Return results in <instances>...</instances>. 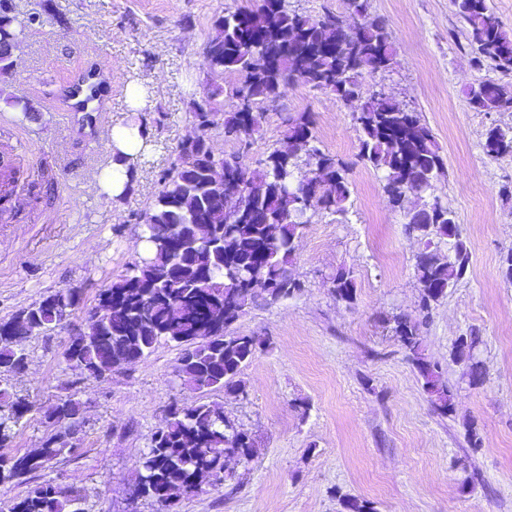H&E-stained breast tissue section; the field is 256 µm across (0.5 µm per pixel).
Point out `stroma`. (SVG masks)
<instances>
[{
  "label": "stroma",
  "mask_w": 512,
  "mask_h": 512,
  "mask_svg": "<svg viewBox=\"0 0 512 512\" xmlns=\"http://www.w3.org/2000/svg\"><path fill=\"white\" fill-rule=\"evenodd\" d=\"M74 31L45 23L26 34L5 94L28 98L35 119L0 108V321L62 288L81 303L61 328L25 339L27 365L0 375L34 409L0 454L40 448L42 412L66 398L83 405L77 450L26 482L0 483V502L25 496L46 480L84 495L93 512H157L135 496L139 462L174 405L199 400L255 443L248 461H228L221 485L206 482L182 496L179 512H342L343 498L370 501L375 512H512V283L501 258L512 250V154L482 150L487 129L512 126V112L473 111L466 89L499 79L471 62L466 30L449 0H370L385 19L396 56L366 85L384 89L418 113L435 136L445 174L435 193L455 212L470 252L466 275L432 310L421 333L427 360L454 391L440 416L385 322L416 310L419 243L403 230L382 175L358 163L353 107L296 83L280 110L265 113L249 145L211 133L215 154L241 153L246 165L279 143L283 120L312 113L317 145L350 163L352 206L346 216L315 212L303 229L291 269L303 284L295 297L259 302L228 331L269 339L244 369L247 393L202 394L176 373L181 348L163 341L146 358L102 380L85 378L64 359L84 330L101 290L144 257L142 216L169 168L172 147L193 129L207 68L203 48L224 12L260 0H58ZM96 66L111 92L103 111L69 117L61 90ZM154 88L144 118L163 150L153 152L132 194L115 202L93 175L107 162V130L129 116L127 86ZM350 271L353 305L338 302L332 278ZM479 330L483 385H470L450 355L455 340ZM476 423L482 446L469 447Z\"/></svg>",
  "instance_id": "stroma-1"
}]
</instances>
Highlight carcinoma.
<instances>
[{
    "label": "carcinoma",
    "instance_id": "obj_1",
    "mask_svg": "<svg viewBox=\"0 0 512 512\" xmlns=\"http://www.w3.org/2000/svg\"><path fill=\"white\" fill-rule=\"evenodd\" d=\"M464 23L475 64H488L512 74V32L504 29L487 0H451ZM350 14L362 19L349 26L327 13L313 17L289 8L284 0H261L254 10L227 12L214 21L206 42V60L212 75L196 103L193 120L215 112L222 104L224 74L236 76L231 97L247 104L224 114V138L248 142L263 114L279 107L282 88L300 83L329 91L343 102H357L354 120L359 132L357 159L381 172L390 206L404 219L405 232L422 249L415 256L414 273L419 304L415 314L389 319L392 336L417 370L423 388L438 414L452 412L454 394L438 368L423 357L420 328L439 302L468 269L470 254L461 238L454 213L434 195V183L445 173V163L431 130L385 93L365 91L364 75L390 68L394 48L386 24L370 15L369 0H345ZM52 18L61 28H72L71 18L53 0L41 9L20 15L14 0H0V80L12 73V46L27 31ZM270 57L259 65L248 48ZM478 112H512V82L481 81L467 93ZM489 158L512 153V126H494L482 143ZM232 180L217 185L210 180L214 155L188 151L178 145L170 168L160 174V189L144 214L149 257L131 266L125 275L101 291L105 314L87 319L85 331L64 352L69 365L87 378L104 379L114 370L132 365L161 341L182 346L177 373L182 383L204 393L220 390L229 396L246 394L241 374L263 340L232 335L226 328L262 298L275 302L301 291L290 264L308 213L320 209L344 214L352 196L348 166L316 145L314 121L307 112L285 120L279 147L256 166L244 167L239 157L222 159ZM238 190L241 212L230 218L224 195ZM168 234L188 237L189 248L176 256L161 244ZM448 246V255L441 245ZM336 300L354 303L356 288L350 273L340 270L333 279ZM76 288H62L15 314L39 319L54 329L80 305ZM0 325V373L16 372L26 361L17 348L20 336ZM481 341L473 330L469 340L455 345L452 355L464 363L463 375L472 385L485 380V368L474 350ZM26 398L0 385V445L12 440L24 423ZM78 401L67 398L49 406L45 418L76 421ZM235 448L249 460L254 441L246 433L229 430L224 408L195 402L171 408L166 424L153 434L142 458L137 485L140 496L160 507H174L167 494L201 490L199 478L207 470L224 467V452ZM75 450L70 439L50 436L36 452L23 457L0 455V482L26 481L65 453ZM7 512H91L84 496L51 480L30 488Z\"/></svg>",
    "mask_w": 512,
    "mask_h": 512
}]
</instances>
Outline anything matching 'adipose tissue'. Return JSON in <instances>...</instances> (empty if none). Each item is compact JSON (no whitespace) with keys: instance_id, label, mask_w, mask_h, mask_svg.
<instances>
[{"instance_id":"adipose-tissue-1","label":"adipose tissue","mask_w":512,"mask_h":512,"mask_svg":"<svg viewBox=\"0 0 512 512\" xmlns=\"http://www.w3.org/2000/svg\"><path fill=\"white\" fill-rule=\"evenodd\" d=\"M139 129V124L131 119L127 124L113 126L110 131L112 159L96 177L100 193L108 198L118 199L129 194V164L153 149L150 139L140 136Z\"/></svg>"}]
</instances>
